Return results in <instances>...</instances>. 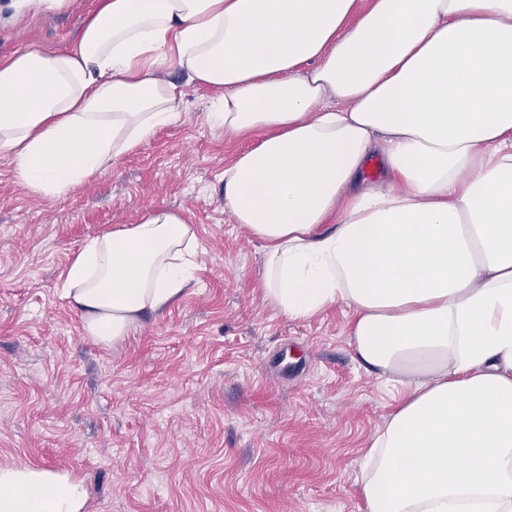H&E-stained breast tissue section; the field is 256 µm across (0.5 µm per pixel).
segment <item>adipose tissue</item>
<instances>
[{"label":"adipose tissue","mask_w":512,"mask_h":512,"mask_svg":"<svg viewBox=\"0 0 512 512\" xmlns=\"http://www.w3.org/2000/svg\"><path fill=\"white\" fill-rule=\"evenodd\" d=\"M260 133L224 208L291 320L341 304L353 360L397 391L357 480L365 512H512V0H103L65 52L0 59V156L60 199L176 122ZM383 171L366 177L370 162ZM180 213L87 239L63 282L111 345L193 281ZM84 480L0 466V512H85Z\"/></svg>","instance_id":"adipose-tissue-1"}]
</instances>
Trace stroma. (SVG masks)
<instances>
[{"instance_id":"1","label":"stroma","mask_w":512,"mask_h":512,"mask_svg":"<svg viewBox=\"0 0 512 512\" xmlns=\"http://www.w3.org/2000/svg\"><path fill=\"white\" fill-rule=\"evenodd\" d=\"M101 0H0V58L70 48ZM220 90L185 85L179 122L61 199L0 157V465L85 478L87 512H361L357 478L393 401L347 345L350 312L291 320L263 300L259 242L224 208ZM198 238L194 285L116 345L86 337L62 283L90 237L147 208Z\"/></svg>"}]
</instances>
